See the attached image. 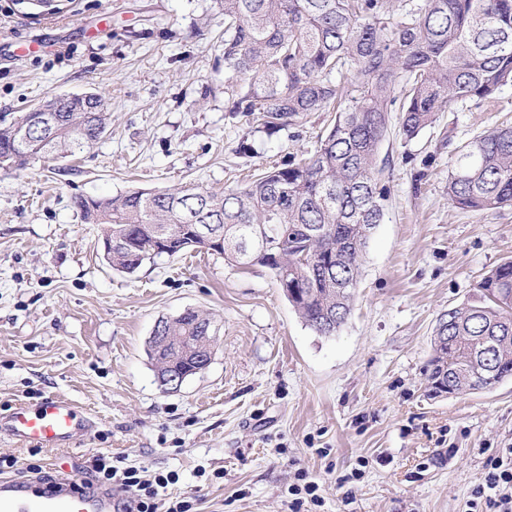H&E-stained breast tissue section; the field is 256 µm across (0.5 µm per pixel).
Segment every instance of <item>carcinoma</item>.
Masks as SVG:
<instances>
[{
    "label": "carcinoma",
    "instance_id": "cac0c4a2",
    "mask_svg": "<svg viewBox=\"0 0 512 512\" xmlns=\"http://www.w3.org/2000/svg\"><path fill=\"white\" fill-rule=\"evenodd\" d=\"M224 18L226 111L257 115L276 132L312 112L336 109L309 156L271 167L221 193L135 190L75 201L87 224L112 240L107 263L135 273L155 257L212 251L242 268L260 265L276 278L296 275L302 296L287 295L320 335L351 312L362 259L384 218L377 156L401 101L400 135L411 140L439 112L495 100L512 85V0H213ZM57 125L29 128L0 119V167L72 157L106 131L107 105L96 93L49 100ZM448 200L462 210L512 206V125L496 127L457 151ZM208 224L224 246H205L184 230ZM269 228L271 255L242 246L252 229ZM471 303L448 309L453 349L435 352L430 379L450 391L490 390L512 377V260L491 270ZM173 336L212 324L198 310L172 320Z\"/></svg>",
    "mask_w": 512,
    "mask_h": 512
}]
</instances>
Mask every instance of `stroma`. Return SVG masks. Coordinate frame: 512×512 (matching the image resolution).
Returning <instances> with one entry per match:
<instances>
[{
	"label": "stroma",
	"instance_id": "1",
	"mask_svg": "<svg viewBox=\"0 0 512 512\" xmlns=\"http://www.w3.org/2000/svg\"><path fill=\"white\" fill-rule=\"evenodd\" d=\"M213 13V0H65L39 16L0 0V117L55 95L108 103L106 132L74 163L0 168V415L65 396L93 424L42 450L52 477L84 478L105 452L176 471L168 496L196 498L200 512H289L300 468L319 484L316 512H467L486 454L512 448V381L434 395L432 338L512 259V207H454L448 174L458 146L512 122V86L438 113L412 140L391 129L377 158L385 218L348 319L322 336L261 266L189 250L112 269L74 205L135 189L221 192L314 150L333 113L270 134L206 96L225 79ZM243 140L252 154L238 153ZM189 308L210 315L217 344L171 392L148 341L159 318Z\"/></svg>",
	"mask_w": 512,
	"mask_h": 512
}]
</instances>
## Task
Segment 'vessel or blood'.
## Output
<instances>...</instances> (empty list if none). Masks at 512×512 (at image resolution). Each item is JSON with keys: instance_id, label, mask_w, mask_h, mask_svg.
Wrapping results in <instances>:
<instances>
[{"instance_id": "1", "label": "vessel or blood", "mask_w": 512, "mask_h": 512, "mask_svg": "<svg viewBox=\"0 0 512 512\" xmlns=\"http://www.w3.org/2000/svg\"><path fill=\"white\" fill-rule=\"evenodd\" d=\"M85 424L71 400L51 395L15 405L0 419V436L28 448H62L77 440ZM116 508L111 491L86 490L71 480L51 487H23L0 478V512H115Z\"/></svg>"}]
</instances>
